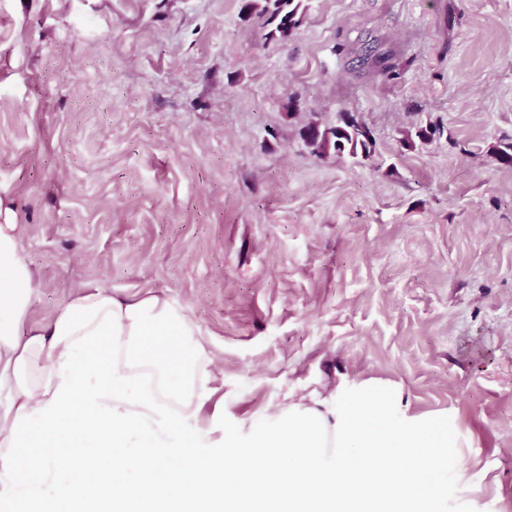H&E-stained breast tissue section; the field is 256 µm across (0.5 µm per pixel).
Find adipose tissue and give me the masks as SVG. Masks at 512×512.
Here are the masks:
<instances>
[{"instance_id": "1", "label": "adipose tissue", "mask_w": 512, "mask_h": 512, "mask_svg": "<svg viewBox=\"0 0 512 512\" xmlns=\"http://www.w3.org/2000/svg\"><path fill=\"white\" fill-rule=\"evenodd\" d=\"M36 271L0 220V507L6 512H416L446 423L401 391L341 382L271 414L269 431L186 429L214 390L202 330L166 293L87 284L28 325ZM66 431L67 448L50 435ZM133 470L143 479L117 481Z\"/></svg>"}]
</instances>
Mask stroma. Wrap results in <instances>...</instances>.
<instances>
[{
	"mask_svg": "<svg viewBox=\"0 0 512 512\" xmlns=\"http://www.w3.org/2000/svg\"><path fill=\"white\" fill-rule=\"evenodd\" d=\"M241 5L0 0V202L38 270L30 322L86 283L166 291L214 360V436L374 379L457 434L434 512H512V0H304L284 43ZM341 110L371 157L303 146Z\"/></svg>",
	"mask_w": 512,
	"mask_h": 512,
	"instance_id": "1",
	"label": "stroma"
}]
</instances>
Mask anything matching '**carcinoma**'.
I'll return each instance as SVG.
<instances>
[{
    "instance_id": "carcinoma-1",
    "label": "carcinoma",
    "mask_w": 512,
    "mask_h": 512,
    "mask_svg": "<svg viewBox=\"0 0 512 512\" xmlns=\"http://www.w3.org/2000/svg\"><path fill=\"white\" fill-rule=\"evenodd\" d=\"M305 6L302 0H243L240 13L249 20L256 17L262 20V28L266 29V40H288L303 19ZM444 135V127L431 123L418 129L417 132H405L404 140L414 144L413 138L428 144ZM299 137L310 150L320 159L330 155L341 158L345 155L356 158H368L373 153L375 139L372 131L362 133L345 122L333 127H322L316 120H308L301 127Z\"/></svg>"
}]
</instances>
